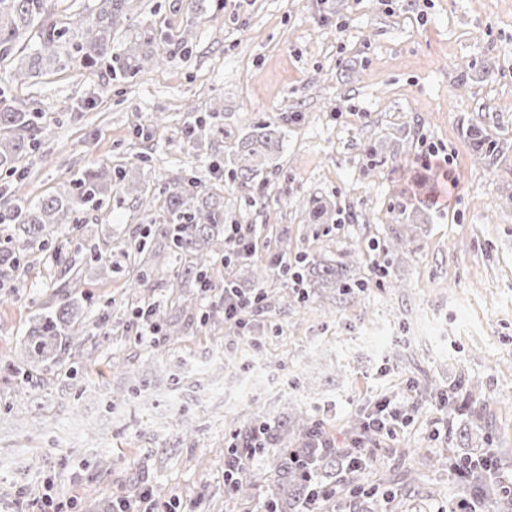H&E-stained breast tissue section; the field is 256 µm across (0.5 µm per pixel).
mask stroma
<instances>
[{"mask_svg":"<svg viewBox=\"0 0 512 512\" xmlns=\"http://www.w3.org/2000/svg\"><path fill=\"white\" fill-rule=\"evenodd\" d=\"M123 35H165L167 62L125 81L108 68L68 70L16 85L10 103L38 102L42 147L26 163L29 199L64 188L105 162L148 192L115 193L80 212L71 257L82 272L86 357L33 375L17 363L34 309L63 273L32 250L24 281L0 288V512H38L51 494L63 512H110L113 498L148 486L201 512H255L280 453L270 444L250 463L253 500L224 489V456L243 424L275 421L289 405L345 436L358 404L393 397L410 421L383 440L361 485L391 494L385 512H439L461 495L455 462L493 450L512 470V169L488 165L467 130L476 126L512 152V0H129ZM162 122H155V115ZM284 125L264 200L212 174L256 124ZM448 160L456 181L439 184L422 166ZM196 178L224 199L235 224L256 227L255 263L288 252L314 260L354 250L362 289L292 296L270 277L251 337L225 323V279L248 275L215 261L210 291L177 293L162 238L152 264L165 277L146 299L181 335L136 342L128 295L127 242L161 215V173ZM433 198L411 253L386 262L385 243L410 193ZM327 212L312 221L318 207ZM113 255L102 272L92 249ZM184 297L188 310L177 307ZM281 376L247 386L257 363ZM478 386L444 417L426 386L459 376ZM139 386L120 409L112 393ZM486 420L469 445L471 402ZM445 418V417H444ZM419 479L408 485L407 471Z\"/></svg>","mask_w":512,"mask_h":512,"instance_id":"obj_1","label":"stroma"}]
</instances>
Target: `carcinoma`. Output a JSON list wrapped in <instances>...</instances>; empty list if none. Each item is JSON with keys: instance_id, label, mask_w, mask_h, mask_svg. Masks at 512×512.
Listing matches in <instances>:
<instances>
[{"instance_id": "carcinoma-1", "label": "carcinoma", "mask_w": 512, "mask_h": 512, "mask_svg": "<svg viewBox=\"0 0 512 512\" xmlns=\"http://www.w3.org/2000/svg\"><path fill=\"white\" fill-rule=\"evenodd\" d=\"M129 0H99V6L85 14L71 15L65 25L51 21L54 0H0V60L9 61L16 55L20 40L27 30L41 27V39L35 52L21 58L20 62L6 71L0 87V171L17 176L13 190V202L5 203L0 210V224L12 227V233L4 238L0 247V285L21 282L26 276L30 261L29 252L34 244L47 245L55 239L53 258L59 265L70 266V249L67 242L58 240L60 229L70 225L77 229L76 214L90 202H100L117 189L128 196L141 199L145 189L126 181L123 171L101 164L73 180L75 192L50 194L42 197L34 206L25 207L27 193L23 180L18 178L22 163L30 158L40 139L42 130L41 109L35 105L24 109L3 103L5 88L23 84L30 78L43 74L46 67L54 71L75 68H90L99 63L116 64L113 71L125 78L155 67L166 60L163 54H144L139 40H131L121 52L112 53V34L127 19ZM284 136L280 128L262 127L241 139L235 156L224 161V171L241 186L251 189H266L269 178L264 157L271 144ZM469 136L475 141L482 158L492 165L507 162L508 156L499 142L481 135L472 128ZM224 199L213 194H204L192 179L180 175L168 179L162 220L153 224L154 233L169 244L177 262L175 272L177 287H200L208 277L214 254L225 250ZM417 224L408 222L393 231L392 238L385 243L386 255L397 256L409 247L418 236ZM146 237L132 239L126 256L132 272L128 287L132 294L143 295V288L153 275L146 258ZM355 253L340 255L334 262L310 261L300 265L298 278L315 288H334L343 295L364 286L349 276L350 264ZM80 283L79 270H73L70 280L62 284L59 297L39 307L33 316L28 334L21 349L22 361L36 368L47 362L61 364L72 353L84 350L87 323L78 313L79 303L71 297L70 289ZM474 383L465 378L448 387V414L454 397L463 393L472 394ZM265 441L283 445L282 454L276 459L273 478L266 486L264 503L270 512H299L309 491L307 472L319 474L327 469H344L345 458L336 451L318 447L314 420L300 406L288 409L267 429ZM479 485L490 512H512V496L498 493L493 485L477 476Z\"/></svg>"}]
</instances>
